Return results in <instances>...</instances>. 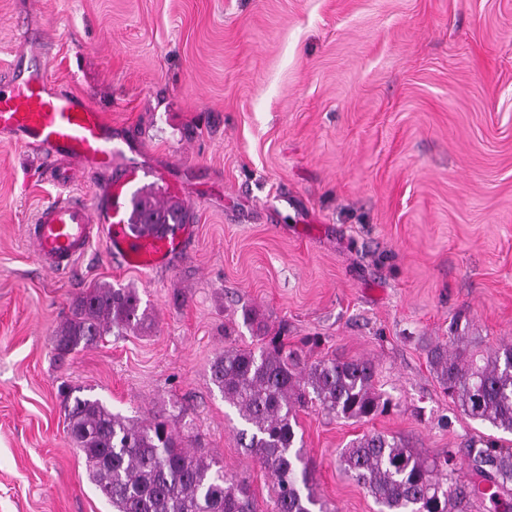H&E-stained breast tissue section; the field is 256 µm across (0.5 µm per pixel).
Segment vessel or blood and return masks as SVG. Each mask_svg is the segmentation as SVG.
<instances>
[{
	"label": "vessel or blood",
	"instance_id": "obj_1",
	"mask_svg": "<svg viewBox=\"0 0 512 512\" xmlns=\"http://www.w3.org/2000/svg\"><path fill=\"white\" fill-rule=\"evenodd\" d=\"M0 133L43 159L76 160L100 170L107 179L93 199L71 195L41 208L26 237L45 269L62 274L74 268L93 239L130 269L152 270L178 252L180 233L132 236L125 217L124 186L130 171H113L117 152L112 126L83 96L55 89L45 65H15L0 77Z\"/></svg>",
	"mask_w": 512,
	"mask_h": 512
}]
</instances>
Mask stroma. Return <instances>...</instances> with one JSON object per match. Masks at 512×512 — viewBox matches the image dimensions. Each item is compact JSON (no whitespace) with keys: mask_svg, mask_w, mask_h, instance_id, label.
Masks as SVG:
<instances>
[{"mask_svg":"<svg viewBox=\"0 0 512 512\" xmlns=\"http://www.w3.org/2000/svg\"><path fill=\"white\" fill-rule=\"evenodd\" d=\"M59 90L112 124L127 192L190 215L152 271L93 241L60 277L24 235L39 208L104 177L46 175L0 135V512H112L66 431L60 386L141 423L165 415L190 449L273 494L241 447L245 423L211 381L225 347L257 348L242 311L309 359L371 360L388 413L308 407L298 431L336 512H377L338 465L369 432L433 457L512 434L460 413L423 337L466 318L487 350L512 344V0H0V74L21 34ZM138 289L150 333L106 336L57 362L53 336L86 289Z\"/></svg>","mask_w":512,"mask_h":512,"instance_id":"1","label":"stroma"}]
</instances>
